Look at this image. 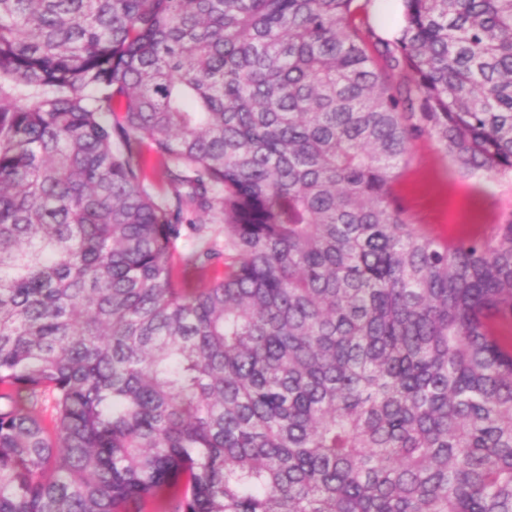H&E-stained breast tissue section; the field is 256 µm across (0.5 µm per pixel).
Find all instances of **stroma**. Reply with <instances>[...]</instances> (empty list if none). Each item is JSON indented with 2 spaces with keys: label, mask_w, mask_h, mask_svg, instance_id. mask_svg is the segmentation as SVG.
<instances>
[{
  "label": "stroma",
  "mask_w": 512,
  "mask_h": 512,
  "mask_svg": "<svg viewBox=\"0 0 512 512\" xmlns=\"http://www.w3.org/2000/svg\"><path fill=\"white\" fill-rule=\"evenodd\" d=\"M396 192L411 223L443 238L512 220V174L464 169L430 141L415 142Z\"/></svg>",
  "instance_id": "obj_1"
}]
</instances>
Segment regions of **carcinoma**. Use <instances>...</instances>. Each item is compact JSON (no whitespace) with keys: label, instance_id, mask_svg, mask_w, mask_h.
<instances>
[{"label":"carcinoma","instance_id":"carcinoma-1","mask_svg":"<svg viewBox=\"0 0 512 512\" xmlns=\"http://www.w3.org/2000/svg\"><path fill=\"white\" fill-rule=\"evenodd\" d=\"M374 2L0 0V512H512V0ZM395 188L410 222L442 238L488 233L512 220V174L464 169L431 141L415 142Z\"/></svg>","mask_w":512,"mask_h":512}]
</instances>
